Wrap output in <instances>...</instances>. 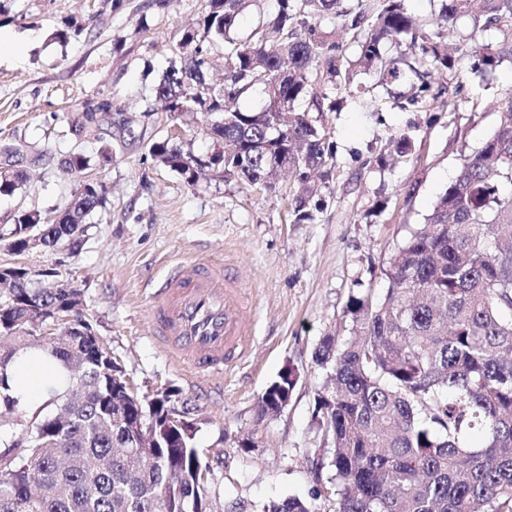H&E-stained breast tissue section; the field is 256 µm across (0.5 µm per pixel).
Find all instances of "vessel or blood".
Instances as JSON below:
<instances>
[{"mask_svg":"<svg viewBox=\"0 0 512 512\" xmlns=\"http://www.w3.org/2000/svg\"><path fill=\"white\" fill-rule=\"evenodd\" d=\"M153 331L195 371L220 376L247 346L242 293L223 266L179 264L152 303Z\"/></svg>","mask_w":512,"mask_h":512,"instance_id":"obj_1","label":"vessel or blood"}]
</instances>
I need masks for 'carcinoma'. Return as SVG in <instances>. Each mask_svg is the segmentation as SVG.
<instances>
[{
  "label": "carcinoma",
  "mask_w": 512,
  "mask_h": 512,
  "mask_svg": "<svg viewBox=\"0 0 512 512\" xmlns=\"http://www.w3.org/2000/svg\"><path fill=\"white\" fill-rule=\"evenodd\" d=\"M251 0H209L202 29L184 33L190 49L154 88L174 118L215 113L224 124V178L267 175V192L293 179L294 220L310 218L315 175L335 168L328 133L309 113L336 111V98L354 96L365 112L376 100L352 90L355 76L372 72L382 83L409 77L419 84L415 104L431 93L430 70L452 71L460 58L447 42L423 32L404 0H276L263 25L242 35L237 19ZM324 17L352 32L357 55L320 28ZM463 18L512 33V0H439L431 24L454 27ZM224 41V92L206 89L207 46ZM485 67L512 57V36L496 45L474 44ZM257 91L260 105L241 98ZM432 105L453 112L444 86ZM508 111L474 150L463 152L453 181L423 227L389 256L385 297L353 296L345 313L350 336L323 337L314 351L326 370L314 418L330 440L331 475L325 487L335 512H512V98ZM149 153L192 185L199 156L165 138ZM81 177L89 168L72 151L61 163ZM24 176L0 172V195H11ZM106 188L83 180L60 223L22 211L7 232L8 248L27 251L23 229L41 225L44 247L76 252L91 214L106 202ZM77 288L51 273L40 288L23 283L0 291V428L17 430L0 452V512H218L210 497L211 458L195 433L166 424L175 393L165 389L136 407L118 401L112 355L99 336H79L56 324L46 335L32 316H49ZM38 350L59 368L43 378L53 390L32 409L13 390V372L25 371L21 354ZM296 377L289 368L264 390L258 416L276 411ZM143 418L160 431L158 446L139 447L127 423ZM311 497L273 500L263 512H317Z\"/></svg>",
  "instance_id": "carcinoma-1"
}]
</instances>
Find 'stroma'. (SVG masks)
<instances>
[{
  "mask_svg": "<svg viewBox=\"0 0 512 512\" xmlns=\"http://www.w3.org/2000/svg\"><path fill=\"white\" fill-rule=\"evenodd\" d=\"M207 8V0H0V171L27 174L0 196V233L19 211L64 210L77 187L61 170L71 151L89 157L87 174L107 197L77 253L0 247V265L53 268L79 288L86 317L139 392L174 388L191 405L198 447L220 459L212 498L224 512L238 504L261 512L272 500L309 497L311 461L326 445L313 416L325 378L314 350L323 336L348 335L350 296L384 297L388 257L424 224L462 148L479 147L497 124L501 100L512 96V60L432 73V87L455 90V112L407 104V80L380 86L359 75L380 109L363 113L349 100L313 113L336 168L319 210L298 223L291 193H262L213 171L191 186L149 153L169 136L198 155L212 146L199 114L173 119L151 108L155 85L184 57V32ZM103 99L111 112L85 124V107ZM398 131L412 136L409 154L378 166ZM169 260L224 266L244 294L247 351L223 380L193 374L151 334L152 297ZM287 366L298 374L287 407L258 419L259 397Z\"/></svg>",
  "mask_w": 512,
  "mask_h": 512,
  "instance_id": "obj_1",
  "label": "stroma"
}]
</instances>
